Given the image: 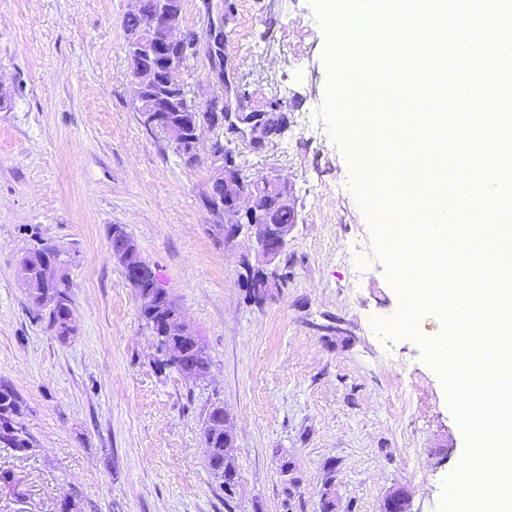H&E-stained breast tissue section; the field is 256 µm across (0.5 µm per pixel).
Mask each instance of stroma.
I'll return each mask as SVG.
<instances>
[{
	"mask_svg": "<svg viewBox=\"0 0 512 512\" xmlns=\"http://www.w3.org/2000/svg\"><path fill=\"white\" fill-rule=\"evenodd\" d=\"M233 2L235 83L253 104L281 100L287 128L261 146L242 124L203 130L189 164L135 110L130 0H0V390L27 443L0 441V512H384L397 488L410 512H452L446 483L469 441L425 351L448 324L428 305L397 325L408 285L326 113L342 51L322 0ZM209 70L201 52L179 71L196 104L219 92ZM216 140L244 176L293 186L299 221L261 305L240 278L255 241L225 245L203 201ZM116 224L202 336L206 379L157 369ZM43 243L71 283L64 336L20 282ZM216 402L235 434L230 493L205 459Z\"/></svg>",
	"mask_w": 512,
	"mask_h": 512,
	"instance_id": "obj_1",
	"label": "stroma"
}]
</instances>
